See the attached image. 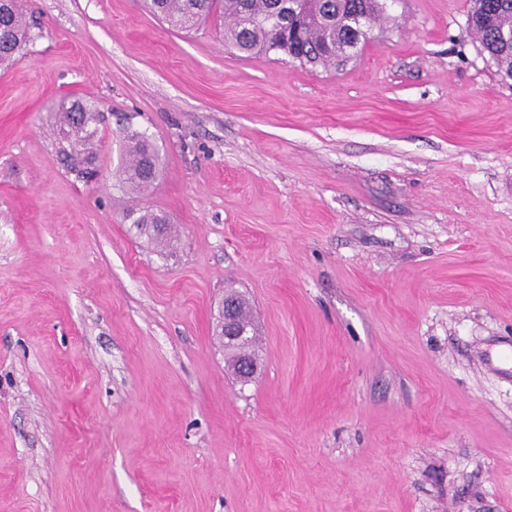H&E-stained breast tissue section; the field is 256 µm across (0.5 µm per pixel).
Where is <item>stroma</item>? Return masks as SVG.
Returning a JSON list of instances; mask_svg holds the SVG:
<instances>
[{
    "instance_id": "stroma-1",
    "label": "stroma",
    "mask_w": 512,
    "mask_h": 512,
    "mask_svg": "<svg viewBox=\"0 0 512 512\" xmlns=\"http://www.w3.org/2000/svg\"><path fill=\"white\" fill-rule=\"evenodd\" d=\"M0 68V512H512V79L470 0L349 58L22 0ZM104 116L97 176L47 111ZM158 148L142 195L127 128ZM166 215L158 252L127 215ZM249 302L259 368L216 335Z\"/></svg>"
}]
</instances>
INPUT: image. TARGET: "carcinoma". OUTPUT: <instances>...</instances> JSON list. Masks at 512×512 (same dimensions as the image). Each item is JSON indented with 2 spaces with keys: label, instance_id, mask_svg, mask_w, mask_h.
<instances>
[{
  "label": "carcinoma",
  "instance_id": "carcinoma-1",
  "mask_svg": "<svg viewBox=\"0 0 512 512\" xmlns=\"http://www.w3.org/2000/svg\"><path fill=\"white\" fill-rule=\"evenodd\" d=\"M150 11L169 25L189 30L203 21L222 22L224 42L252 54L281 52L302 65L326 67L367 40L372 23L386 10L383 0H148ZM469 25L484 52L512 79V0H471ZM33 40L21 0L0 2V65L9 62ZM56 123L67 134L57 142V153L67 169L83 177L92 161L89 148L99 133L98 109L76 100L52 109ZM129 162L118 177L132 190L143 192L156 181L160 159L142 132H127ZM139 234L160 248L167 247L166 218L149 208L135 210ZM244 350L255 351V338L224 346L229 365Z\"/></svg>",
  "mask_w": 512,
  "mask_h": 512
}]
</instances>
